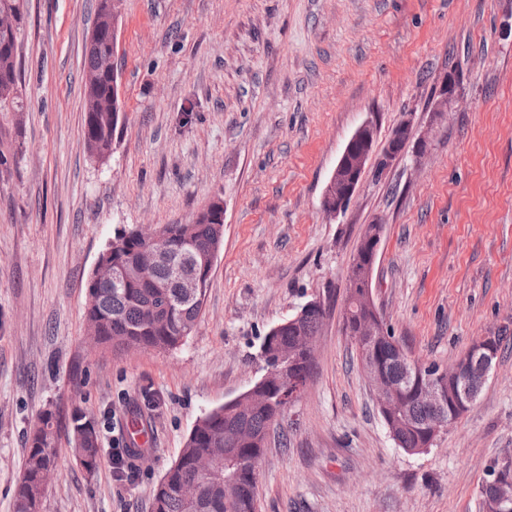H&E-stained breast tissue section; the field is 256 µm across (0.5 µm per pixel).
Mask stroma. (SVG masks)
I'll return each instance as SVG.
<instances>
[{"mask_svg":"<svg viewBox=\"0 0 512 512\" xmlns=\"http://www.w3.org/2000/svg\"><path fill=\"white\" fill-rule=\"evenodd\" d=\"M97 3L28 0L24 106L0 112V512L39 415L74 404L101 463L86 472L59 448L41 512H151L197 419L252 387L265 334L313 299L330 302L316 373L258 462L257 512H483L492 467L512 460V0H118L127 121L103 162L83 146ZM408 115L426 151L365 174L330 218L354 132L373 122L379 151ZM216 198L224 238L191 335L87 348L88 284L115 229L188 224ZM374 223V301L413 359L447 367L505 337L476 400L420 454L390 437L342 328ZM134 417L150 450L119 480L112 435Z\"/></svg>","mask_w":512,"mask_h":512,"instance_id":"1","label":"stroma"}]
</instances>
